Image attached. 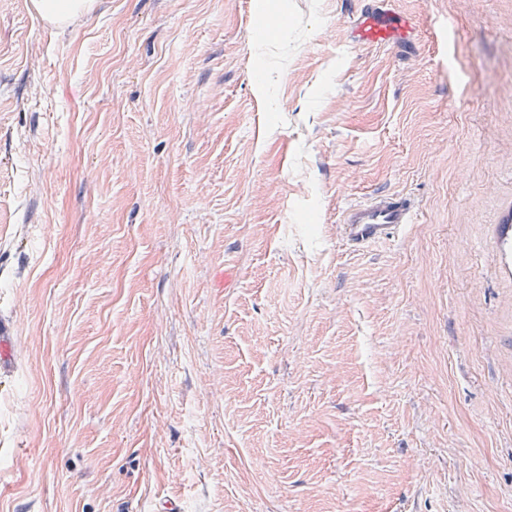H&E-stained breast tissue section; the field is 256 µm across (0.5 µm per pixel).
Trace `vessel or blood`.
Listing matches in <instances>:
<instances>
[{
	"mask_svg": "<svg viewBox=\"0 0 512 512\" xmlns=\"http://www.w3.org/2000/svg\"><path fill=\"white\" fill-rule=\"evenodd\" d=\"M353 41L357 44L392 45L406 35L410 23L390 8V0H359ZM416 209L411 199L393 193H375L343 209L340 236L353 249L391 240L414 223ZM494 259L507 279H512V224L492 227ZM19 348L11 317L0 315V382L11 376L18 364Z\"/></svg>",
	"mask_w": 512,
	"mask_h": 512,
	"instance_id": "vessel-or-blood-1",
	"label": "vessel or blood"
}]
</instances>
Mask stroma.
Instances as JSON below:
<instances>
[{
    "mask_svg": "<svg viewBox=\"0 0 512 512\" xmlns=\"http://www.w3.org/2000/svg\"><path fill=\"white\" fill-rule=\"evenodd\" d=\"M392 8L0 0V512H512V0ZM88 0H38L35 2L38 13L51 21H65L81 9ZM391 1L394 0H359L353 29L354 43L392 45L406 35L410 23L389 8ZM416 215L411 199L393 193H375L343 209L338 225L340 236L353 249L384 243L413 224ZM494 259L504 276L512 279V224L492 225ZM19 348L15 325L10 316L0 315V383L11 376L18 364Z\"/></svg>",
    "mask_w": 512,
    "mask_h": 512,
    "instance_id": "1",
    "label": "stroma"
}]
</instances>
